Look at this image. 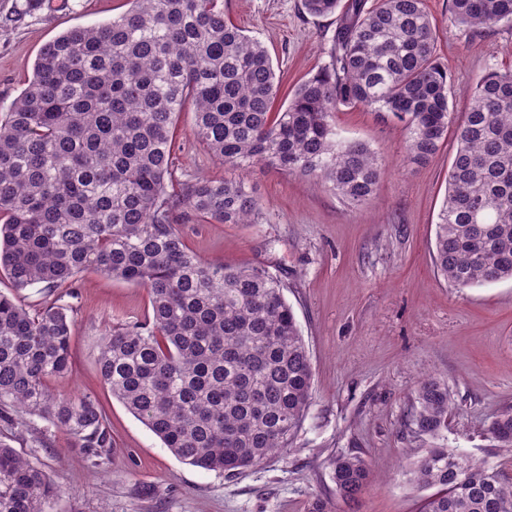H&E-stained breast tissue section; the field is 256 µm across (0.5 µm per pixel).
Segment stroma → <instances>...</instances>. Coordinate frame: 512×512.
<instances>
[{"label":"stroma","mask_w":512,"mask_h":512,"mask_svg":"<svg viewBox=\"0 0 512 512\" xmlns=\"http://www.w3.org/2000/svg\"><path fill=\"white\" fill-rule=\"evenodd\" d=\"M0 0V16L22 20L0 29V112L33 73L41 48L75 26L117 17L127 0ZM442 29L438 56L456 107L492 70L512 69V25L476 31L450 22L448 0H425ZM224 16L267 47L280 80L279 103L329 61L335 16L307 14L302 0H224ZM344 139L378 153L385 172L377 191L349 207L329 185L256 165L248 175L225 165L190 134L185 107L173 130L178 179L246 178L262 201L264 224L190 222L181 232L200 258L229 266L263 265L285 283L314 372L308 414L292 448L232 478L188 465L112 397L96 367L106 330L148 318L145 288L88 272L78 280L70 378L51 381L64 394L91 393L106 413L114 448L100 466L58 433L41 446L28 432L11 445L59 487L53 512H309L315 499L334 512H420L426 493L402 472L429 448L415 433L414 389L430 372L452 389L457 408L447 447L486 460L512 476V451L494 447L488 422L512 407V280L459 288L432 260L437 215L456 152L446 138L428 162L411 163L400 124L365 108L337 112ZM356 453L373 479L343 502L329 460Z\"/></svg>","instance_id":"obj_1"}]
</instances>
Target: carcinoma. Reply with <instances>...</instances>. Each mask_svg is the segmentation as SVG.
Masks as SVG:
<instances>
[{
  "mask_svg": "<svg viewBox=\"0 0 512 512\" xmlns=\"http://www.w3.org/2000/svg\"><path fill=\"white\" fill-rule=\"evenodd\" d=\"M98 26L71 28L40 52L27 86L0 113V423L65 433L98 465L112 433L92 394L48 381L72 371L78 276L96 271L147 290L152 317L104 334L97 368L112 397L181 461L236 476L291 447L310 405L313 369L285 285L264 266L208 263L177 226L191 217L264 224L244 180L179 181L172 131L187 103L192 137L224 164H264L325 181L356 207L377 190L382 160L338 137L335 113L363 107L401 123L407 157L432 159L455 127L457 150L438 215L435 267L457 287L512 280V71L486 73L463 118L449 104L437 24L424 0H352L330 61L274 110L279 80L264 43L224 19V0H129ZM341 0H304L312 16ZM456 26L512 23V0H450ZM36 288L41 302L19 293ZM448 383L415 389V431L448 427ZM44 425L38 427L35 420ZM512 448V408L487 428ZM336 492L356 498L370 479L352 454L329 460ZM437 488L421 512H512V480L442 445L404 472ZM58 488L0 441V512H51Z\"/></svg>",
  "mask_w": 512,
  "mask_h": 512,
  "instance_id": "obj_1",
  "label": "carcinoma"
}]
</instances>
